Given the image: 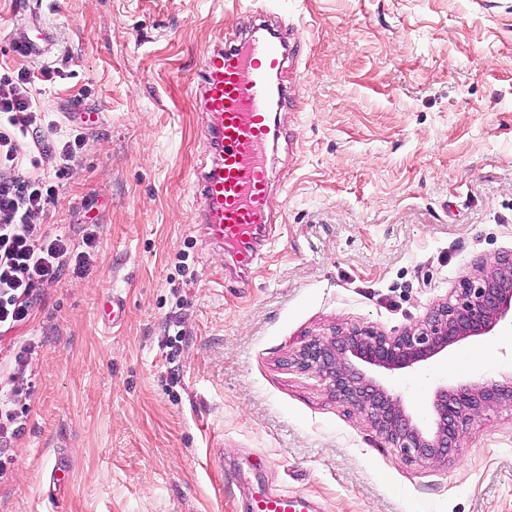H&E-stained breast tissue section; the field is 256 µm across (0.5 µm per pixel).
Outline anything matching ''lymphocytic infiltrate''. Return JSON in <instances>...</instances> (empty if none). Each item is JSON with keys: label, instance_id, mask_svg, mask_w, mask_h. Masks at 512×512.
I'll return each mask as SVG.
<instances>
[{"label": "lymphocytic infiltrate", "instance_id": "1", "mask_svg": "<svg viewBox=\"0 0 512 512\" xmlns=\"http://www.w3.org/2000/svg\"><path fill=\"white\" fill-rule=\"evenodd\" d=\"M30 83L22 71L0 75V335L26 324L40 287L84 269L98 244L95 228H86L76 244L32 221L58 197L87 137L75 128L51 143L31 140V133L55 122L38 109ZM36 348L34 340L17 341L11 365L0 366V482L11 478V447L25 432L35 393L27 368Z\"/></svg>", "mask_w": 512, "mask_h": 512}]
</instances>
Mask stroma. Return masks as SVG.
<instances>
[{
    "mask_svg": "<svg viewBox=\"0 0 512 512\" xmlns=\"http://www.w3.org/2000/svg\"><path fill=\"white\" fill-rule=\"evenodd\" d=\"M43 2L32 22L0 0V71L35 76L55 117L97 118L34 221L74 239L96 224L100 239L88 274L46 286L17 330L42 346L0 512H250L281 491L311 512H512V406L472 421L447 460L408 463L292 363L336 328L398 334L512 253V0ZM265 4L301 48L279 77L272 222L233 275L198 221L195 86L206 48ZM33 25L54 45L18 56ZM115 292L112 329L99 312ZM511 332L376 378L431 425L437 386L512 379ZM477 349L481 364L462 362Z\"/></svg>",
    "mask_w": 512,
    "mask_h": 512,
    "instance_id": "stroma-1",
    "label": "stroma"
}]
</instances>
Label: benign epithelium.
Wrapping results in <instances>:
<instances>
[{"instance_id":"benign-epithelium-1","label":"benign epithelium","mask_w":512,"mask_h":512,"mask_svg":"<svg viewBox=\"0 0 512 512\" xmlns=\"http://www.w3.org/2000/svg\"><path fill=\"white\" fill-rule=\"evenodd\" d=\"M507 319L512 320V254L479 265L461 282L454 299L439 303L423 323L396 335L369 327L335 329L302 345L295 364L318 374L336 400L363 414L403 460L439 462L457 447L472 419L512 403V385L470 381L440 387L432 400L435 427H421L400 398L355 362L390 372L414 369L465 339L493 335Z\"/></svg>"}]
</instances>
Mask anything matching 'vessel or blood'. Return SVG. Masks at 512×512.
Returning a JSON list of instances; mask_svg holds the SVG:
<instances>
[{"label":"vessel or blood","mask_w":512,"mask_h":512,"mask_svg":"<svg viewBox=\"0 0 512 512\" xmlns=\"http://www.w3.org/2000/svg\"><path fill=\"white\" fill-rule=\"evenodd\" d=\"M52 42L21 36L15 53L37 56ZM288 60V28L252 27L229 47L206 52L198 89L209 116L210 160L198 178L200 217L218 249H233L241 265H252L254 245L269 222L272 201L267 149L275 139L272 114L286 96L277 84ZM304 503L288 494L259 497L252 512H302Z\"/></svg>","instance_id":"vessel-or-blood-1"}]
</instances>
